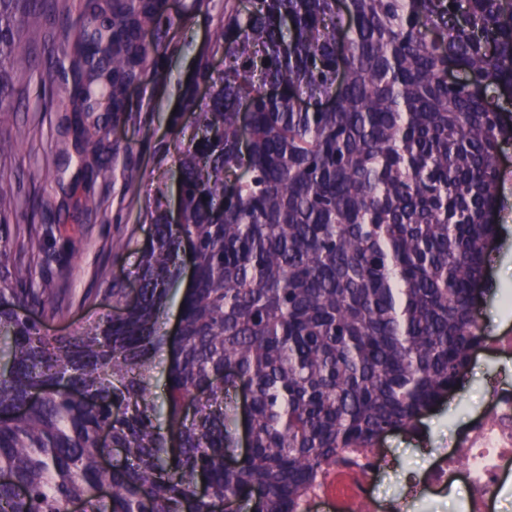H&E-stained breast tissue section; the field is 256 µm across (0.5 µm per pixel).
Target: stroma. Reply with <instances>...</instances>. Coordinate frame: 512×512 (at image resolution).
<instances>
[{"mask_svg":"<svg viewBox=\"0 0 512 512\" xmlns=\"http://www.w3.org/2000/svg\"><path fill=\"white\" fill-rule=\"evenodd\" d=\"M224 3L168 0L166 21L150 35L158 52L149 74L131 88L125 118L109 133L113 151L91 185L84 182L78 159L64 163L54 153L60 119L72 110L74 85L63 30L76 19L81 0H40V23L24 28L23 37L39 64L18 67L13 74L14 107L0 124V133L15 138L16 148L0 158V185L18 194L28 223L37 230L42 257L50 259L53 271L62 272L69 288L70 315L46 321L49 335L67 334L112 312L111 298L97 292L101 266H108L127 288H137V245L150 233L146 207L158 185L178 188L176 145L193 134V118L184 113L183 103L188 95L203 92L195 80L196 66L224 16ZM501 170L499 240L488 270L492 292L479 308L490 336L512 332V146L502 153ZM67 186L88 200L89 214L74 213L63 192ZM63 237L70 240L65 251L58 244ZM92 291L97 292V300L86 301ZM502 366L489 354L484 367L469 368L464 398H452L424 418L426 443L402 432L385 436L398 466L385 475L381 496L400 495L406 473L426 468L425 448L448 446L470 413L487 402L488 381Z\"/></svg>","mask_w":512,"mask_h":512,"instance_id":"35a3bbf8","label":"stroma"}]
</instances>
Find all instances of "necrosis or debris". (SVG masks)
Instances as JSON below:
<instances>
[{
  "mask_svg": "<svg viewBox=\"0 0 512 512\" xmlns=\"http://www.w3.org/2000/svg\"><path fill=\"white\" fill-rule=\"evenodd\" d=\"M350 464L320 475L302 508L304 512H404L410 500L437 496L452 487L463 489L468 512H498L512 480V382L492 385L487 407L474 412L450 447L435 452L429 466L410 474L398 498H378L377 487L394 466L387 449H358Z\"/></svg>",
  "mask_w": 512,
  "mask_h": 512,
  "instance_id": "4bbe7bcc",
  "label": "necrosis or debris"
}]
</instances>
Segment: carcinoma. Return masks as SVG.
Masks as SVG:
<instances>
[{
  "label": "carcinoma",
  "mask_w": 512,
  "mask_h": 512,
  "mask_svg": "<svg viewBox=\"0 0 512 512\" xmlns=\"http://www.w3.org/2000/svg\"><path fill=\"white\" fill-rule=\"evenodd\" d=\"M37 9L0 0V123L15 64H37L22 37ZM166 12L167 0H84L58 150L87 179ZM210 54L222 70L202 62L209 94L184 103L182 223L157 187L133 305L99 270L123 315L48 336L22 314L65 318L67 288L45 274L32 287L10 225L26 213L0 187V512H299L337 456L417 429L487 343L474 311L512 144L489 92L512 98V0H228ZM186 264L171 337L160 319ZM104 427L123 454L108 467Z\"/></svg>",
  "instance_id": "carcinoma-1"
}]
</instances>
